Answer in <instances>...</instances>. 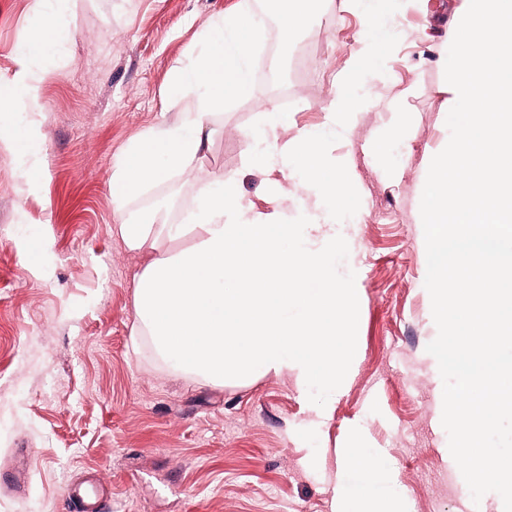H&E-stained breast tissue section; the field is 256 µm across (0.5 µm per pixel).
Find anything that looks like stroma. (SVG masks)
Listing matches in <instances>:
<instances>
[{
  "label": "stroma",
  "mask_w": 512,
  "mask_h": 512,
  "mask_svg": "<svg viewBox=\"0 0 512 512\" xmlns=\"http://www.w3.org/2000/svg\"><path fill=\"white\" fill-rule=\"evenodd\" d=\"M264 0H0V99L29 60L34 24L55 19L65 39L37 57L40 109L13 128L42 144L39 176L26 181L0 144V473L21 453L16 488L0 489V512H65L66 483L103 479L112 512H344L331 478L355 440L391 465L409 512L471 508L458 466L445 464L427 345L436 337L419 235L425 164L445 142L440 110L453 0L422 15L412 0H384L376 16L397 47L372 70L373 97L406 96L405 136L387 154L374 143L391 113L357 115L350 141L331 145L357 176L351 221L362 245L336 272L358 296L349 379L324 416L293 376L258 373L214 385L171 372L139 333L135 277L144 255L114 231L112 174L125 151L178 121L192 93L171 95L178 71L209 52V26L224 11ZM374 0H330L283 44L265 26L249 99L210 118L203 159L129 204L188 207L200 181L233 173L259 201L263 169L248 165L264 103L287 113L280 140L319 127L334 79L360 47V15ZM288 77L270 85V61Z\"/></svg>",
  "instance_id": "stroma-1"
}]
</instances>
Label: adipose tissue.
Wrapping results in <instances>:
<instances>
[{"instance_id": "ef3b65f1", "label": "adipose tissue", "mask_w": 512, "mask_h": 512, "mask_svg": "<svg viewBox=\"0 0 512 512\" xmlns=\"http://www.w3.org/2000/svg\"><path fill=\"white\" fill-rule=\"evenodd\" d=\"M322 5L282 0L274 15L281 41L308 28ZM260 28L258 13L244 7L214 22L209 39L217 51L187 65L175 82L176 89L195 91L196 110L131 145L112 174L115 229L130 250L152 254L135 280L134 308L159 359L217 385L246 380L258 369L289 372L303 391H317L328 403L347 377L356 306L353 289L336 275V255L360 249L354 236L336 232L356 175L346 164L330 167L329 142L351 137L357 113L371 106L356 77L371 55L394 47L393 32L377 29L373 12L361 16V47L324 103L323 127L298 129L291 142H280L285 116L270 106L249 134L252 163L273 176L296 177L308 201L304 211L290 212L274 179L264 207H256L233 175L202 183L180 221L164 208L137 216L127 209L145 187L169 181L203 155L212 108L251 95ZM41 80L34 72L18 77L9 106L0 109V141L16 147L28 179L39 144L11 133V117L39 110ZM166 242L171 250H163ZM314 279L320 287H311ZM336 492L353 499L357 512H407L392 468L369 448L347 449Z\"/></svg>"}]
</instances>
